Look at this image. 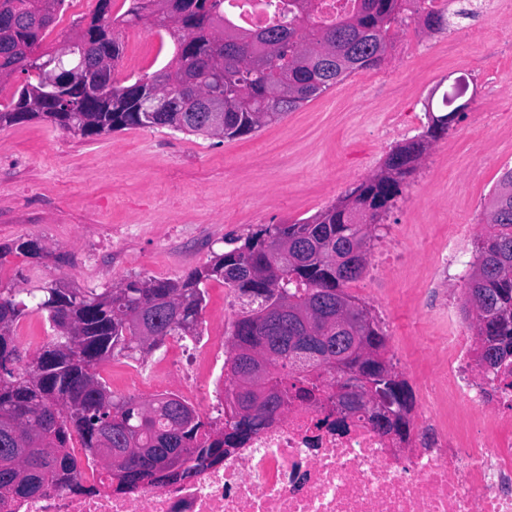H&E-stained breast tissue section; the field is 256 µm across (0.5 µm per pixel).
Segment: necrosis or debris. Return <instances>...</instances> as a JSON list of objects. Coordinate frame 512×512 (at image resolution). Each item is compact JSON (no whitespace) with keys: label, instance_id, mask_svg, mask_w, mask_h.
I'll use <instances>...</instances> for the list:
<instances>
[{"label":"necrosis or debris","instance_id":"necrosis-or-debris-1","mask_svg":"<svg viewBox=\"0 0 512 512\" xmlns=\"http://www.w3.org/2000/svg\"><path fill=\"white\" fill-rule=\"evenodd\" d=\"M224 14L253 31L295 16L288 0H224ZM219 359L198 336L153 381L135 371L128 385L151 394L175 381L217 408L228 386L214 374ZM315 381L320 404L289 402L236 453L186 482L129 498L104 492L94 468L80 486L53 477L37 496L0 501V512H512V388L475 360L469 337H449L447 370L420 379L406 455L371 414L337 427L336 383L323 373Z\"/></svg>","mask_w":512,"mask_h":512}]
</instances>
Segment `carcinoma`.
<instances>
[{"label": "carcinoma", "instance_id": "obj_1", "mask_svg": "<svg viewBox=\"0 0 512 512\" xmlns=\"http://www.w3.org/2000/svg\"><path fill=\"white\" fill-rule=\"evenodd\" d=\"M351 15L330 26L313 21L312 0L297 25H276L253 33L224 19V0H131L129 9L112 19V0H96L89 18L72 22L61 47L34 52L45 32L55 25L66 0H0V83L16 73L38 72V80L20 85L9 105L0 108V128L41 119L84 136H100L128 127L168 128L188 135L234 138L258 131L305 102L326 92L352 73L379 66L405 14L415 0H354ZM423 27L440 32L450 18L439 10L422 11ZM145 22L168 32L177 47L167 64L147 79L127 84L114 80L121 55L116 24ZM166 85L169 112H153L151 93ZM281 92V101L269 92ZM222 92L224 128L203 129L205 113L198 111L195 93ZM459 115L450 111L430 117L421 139L393 149L384 170L345 195L348 204H334L293 224H271L228 241L232 248L207 265L178 279H129L102 293L79 290L62 294L52 286L26 292L0 287V498L24 499L44 487L48 476L66 473L74 483L80 471L70 443L102 461L108 481L112 468L105 458L127 448L126 431L137 433L140 444L161 454L178 448L184 462L196 458L224 460V426L235 430L239 446L259 427L275 419L290 399L317 401L316 384H288L292 373L311 372L297 366L303 345L327 351L340 367H327L336 385L378 383L383 364L360 359L359 346L336 339L329 326L336 303L352 306L353 321H363L360 335L369 348L386 353V336L365 307L345 291L359 278L367 258L354 250L369 237L376 223L402 194L406 176L415 169L426 144L441 138ZM512 188V169L506 171L493 201L497 212L485 220L471 272L465 283L466 305L480 302L475 313L477 361L512 374V200L501 204ZM346 258L341 264L329 252ZM44 248L20 238L0 247V258L16 253L37 258ZM224 283L245 305L232 324L224 370L232 381L225 401L243 414L223 423L196 416L180 427L166 411L170 397L151 402L120 398L101 381L99 366L122 356L143 359L166 337L200 335V316L206 307V284ZM159 330L144 342L128 324L132 312ZM41 313L52 339L29 354L20 347L16 328L31 313ZM268 345L278 357L269 364L266 380L279 389L271 405L259 402L257 392L241 387L248 376L251 354ZM45 354L57 355L49 369L52 383L25 378L22 362Z\"/></svg>", "mask_w": 512, "mask_h": 512}]
</instances>
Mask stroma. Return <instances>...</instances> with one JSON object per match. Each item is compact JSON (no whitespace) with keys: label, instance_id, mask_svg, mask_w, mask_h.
<instances>
[{"label":"stroma","instance_id":"obj_1","mask_svg":"<svg viewBox=\"0 0 512 512\" xmlns=\"http://www.w3.org/2000/svg\"><path fill=\"white\" fill-rule=\"evenodd\" d=\"M118 79L148 78L174 52L169 33L120 34ZM468 74L473 94L372 225L368 256L395 247L346 291L387 338V358L434 375L448 365V331L473 332L464 277L492 191L512 168V0H484L451 29L398 30L379 68L348 76L259 131L233 139L126 128L84 137L31 120L0 128V245L40 241L41 259L0 258V286L51 282L104 291L121 280L176 278L226 251V241L291 224L336 203L380 171L393 148L426 131L438 87ZM200 330L227 343L241 305L207 284Z\"/></svg>","mask_w":512,"mask_h":512}]
</instances>
